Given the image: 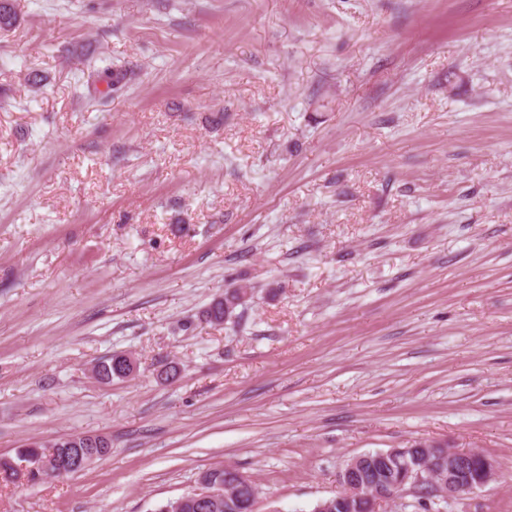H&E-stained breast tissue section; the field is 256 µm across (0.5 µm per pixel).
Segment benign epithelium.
<instances>
[{
	"instance_id": "7a95c632",
	"label": "benign epithelium",
	"mask_w": 512,
	"mask_h": 512,
	"mask_svg": "<svg viewBox=\"0 0 512 512\" xmlns=\"http://www.w3.org/2000/svg\"><path fill=\"white\" fill-rule=\"evenodd\" d=\"M75 448L62 457L48 461L40 456L31 457L22 463L16 475V483L29 484L31 476L43 480L66 474H77L88 468L94 455ZM369 457L360 455L346 463L339 474L341 490L317 502L312 512H333L334 509L362 505L365 512H381L408 495L420 498V502L432 506L440 502L449 503L464 494H475L496 478L495 462L483 451L473 448L418 449L413 460L401 467V477L389 483L383 482L366 470ZM224 491L206 482L199 489L177 499L173 512L189 506L197 512H217L222 508Z\"/></svg>"
}]
</instances>
